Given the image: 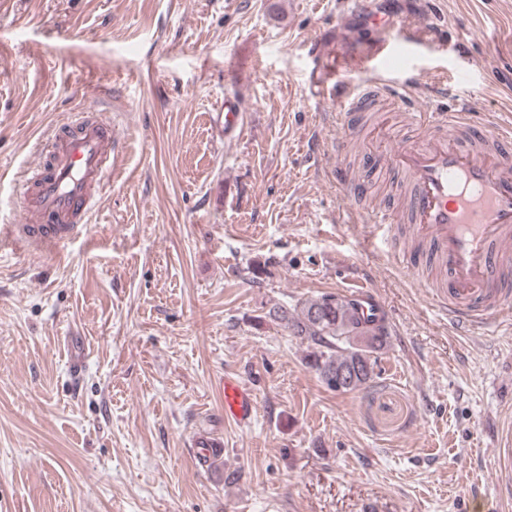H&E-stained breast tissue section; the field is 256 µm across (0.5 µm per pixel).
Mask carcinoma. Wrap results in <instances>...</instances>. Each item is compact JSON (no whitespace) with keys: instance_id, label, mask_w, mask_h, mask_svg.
Listing matches in <instances>:
<instances>
[{"instance_id":"carcinoma-1","label":"carcinoma","mask_w":512,"mask_h":512,"mask_svg":"<svg viewBox=\"0 0 512 512\" xmlns=\"http://www.w3.org/2000/svg\"><path fill=\"white\" fill-rule=\"evenodd\" d=\"M359 303L338 294H321L293 310L275 306L268 317L284 324L289 335L307 342L310 348L306 364L316 371L324 384L351 363L366 365L367 371L356 382L342 387L344 392L359 391L375 374L378 355L388 346L385 323L364 321L358 314Z\"/></svg>"}]
</instances>
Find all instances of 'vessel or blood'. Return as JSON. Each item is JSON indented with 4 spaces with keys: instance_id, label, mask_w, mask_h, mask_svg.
<instances>
[{
    "instance_id": "vessel-or-blood-1",
    "label": "vessel or blood",
    "mask_w": 512,
    "mask_h": 512,
    "mask_svg": "<svg viewBox=\"0 0 512 512\" xmlns=\"http://www.w3.org/2000/svg\"><path fill=\"white\" fill-rule=\"evenodd\" d=\"M401 32L414 35L413 20L392 16L379 24L375 40L392 44ZM332 74L343 87L332 104L337 116L374 112L372 127L383 139L372 157L379 172L407 184L404 208L412 237L428 246L424 253L400 248L394 263L410 275L431 263L436 271L431 298L457 325L501 326L505 310L512 308V126L476 121L469 104H451L441 95L417 108L382 79L358 82L337 68ZM383 99L404 103V121L415 137L400 134L392 113L375 112ZM115 142L111 125L91 105L57 125L41 162L19 183L24 217L14 227V241L55 253L78 236L92 219L98 190L112 177ZM332 178L337 191L357 201L346 211L347 223L363 225L369 238L391 229L387 208L364 204L362 177L340 162ZM219 394L225 418L251 423L256 400L248 387L228 376Z\"/></svg>"
}]
</instances>
